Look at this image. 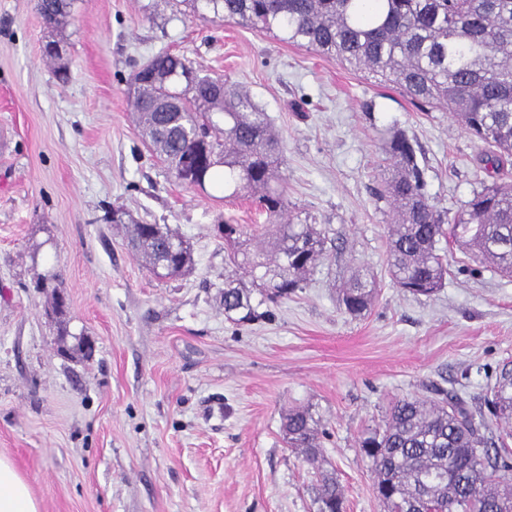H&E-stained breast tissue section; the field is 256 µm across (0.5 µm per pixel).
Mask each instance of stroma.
<instances>
[{"mask_svg": "<svg viewBox=\"0 0 512 512\" xmlns=\"http://www.w3.org/2000/svg\"><path fill=\"white\" fill-rule=\"evenodd\" d=\"M49 40L65 46L67 81L44 56ZM161 52L240 85L267 113L292 213L315 217L335 245L290 298L253 294L256 321L224 314L232 266L218 227L259 238L263 215L179 185L141 136L130 80ZM394 128L412 139L438 211L488 181L483 143L445 108L418 110L280 33L200 21L170 0H74L51 30L37 0H0V456L39 512H318L316 467L283 432L295 408L325 432L320 466L346 512H385L364 430L433 384L483 395L512 363V278L443 240L438 293L393 285L389 207L375 189ZM134 223L182 236L191 268L150 273L127 247ZM358 266L380 291L355 318L336 293ZM48 274L67 298L66 336L47 314Z\"/></svg>", "mask_w": 512, "mask_h": 512, "instance_id": "obj_1", "label": "stroma"}]
</instances>
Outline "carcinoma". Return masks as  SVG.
<instances>
[{"label": "carcinoma", "mask_w": 512, "mask_h": 512, "mask_svg": "<svg viewBox=\"0 0 512 512\" xmlns=\"http://www.w3.org/2000/svg\"><path fill=\"white\" fill-rule=\"evenodd\" d=\"M207 14L263 32L396 86L420 107H446L485 145L481 162L493 181L473 193L453 216L430 204L416 150L401 130L384 143L380 197L390 201L388 269L393 284L414 296L442 287L447 264L437 244L445 238L467 249L495 273L512 278V0H183ZM73 0H38L52 28L70 17ZM169 52L156 55L134 75L133 108L145 140L181 184L211 185L229 196H247L269 222L266 245L241 251L242 230L224 225L229 263L249 268L250 284L224 280V313L237 321L256 318L251 289L269 300L286 299L303 287L325 249L309 217L288 215L282 141L267 113L249 95L221 78L195 73ZM132 251L164 277L192 264L187 241L159 224H135ZM375 278L355 271L338 302L358 317L372 306ZM65 299L54 289L60 335H69ZM512 369L503 366L480 405L432 389L430 397L396 400L384 424L360 443L372 462L375 487L387 512H512ZM288 446L310 464L321 454L318 428L300 409L288 412ZM319 512H344V495L333 474L316 473Z\"/></svg>", "instance_id": "cac0c4a2"}]
</instances>
